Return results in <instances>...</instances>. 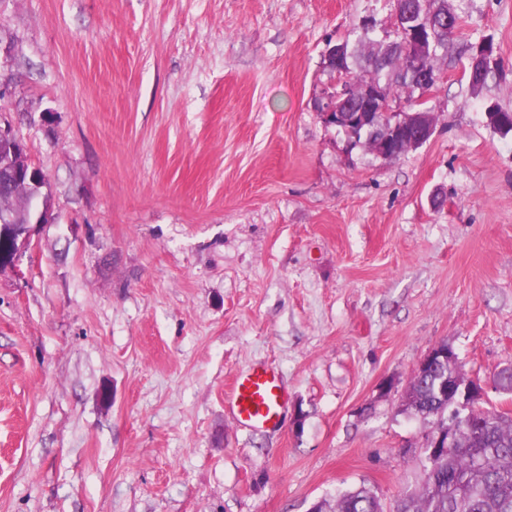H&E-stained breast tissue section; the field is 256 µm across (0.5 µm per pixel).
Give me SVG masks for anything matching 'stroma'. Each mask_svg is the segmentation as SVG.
Wrapping results in <instances>:
<instances>
[{"mask_svg": "<svg viewBox=\"0 0 512 512\" xmlns=\"http://www.w3.org/2000/svg\"><path fill=\"white\" fill-rule=\"evenodd\" d=\"M435 131L384 161L313 109L391 0H0V125L51 219L0 271V512H309L423 480L402 397L436 344L512 412V0H469ZM503 74L480 94L467 44ZM274 367L279 424L233 377ZM110 402H103V389ZM478 44H471L469 46L470 66L468 72V86L473 93H479L485 86L489 75L494 70L501 67V61L498 60L497 57L493 58L492 60L488 59L493 52V47L492 45L489 44H483L476 50V62L482 58H487L488 60L479 64H474L472 53L474 52V49ZM286 400L278 373L267 365H255L237 374L225 393L235 420L252 429L278 425Z\"/></svg>", "mask_w": 512, "mask_h": 512, "instance_id": "obj_1", "label": "stroma"}]
</instances>
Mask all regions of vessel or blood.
<instances>
[{
	"instance_id": "b4317fda",
	"label": "vessel or blood",
	"mask_w": 512,
	"mask_h": 512,
	"mask_svg": "<svg viewBox=\"0 0 512 512\" xmlns=\"http://www.w3.org/2000/svg\"><path fill=\"white\" fill-rule=\"evenodd\" d=\"M286 400L278 373L266 365H256L237 374L225 394L235 420L253 429L278 425Z\"/></svg>"
}]
</instances>
